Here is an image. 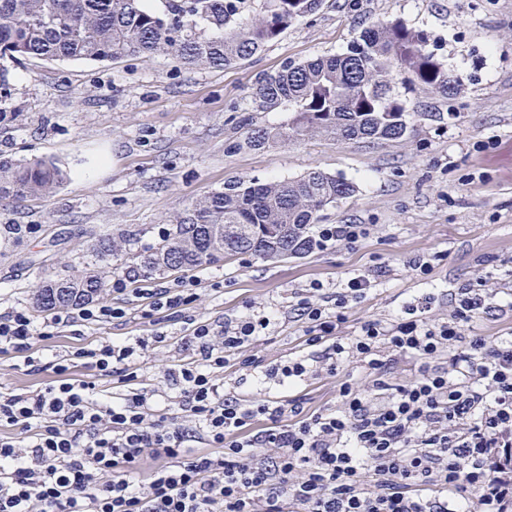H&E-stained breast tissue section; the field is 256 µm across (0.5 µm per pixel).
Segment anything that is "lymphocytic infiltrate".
Wrapping results in <instances>:
<instances>
[{
	"label": "lymphocytic infiltrate",
	"mask_w": 512,
	"mask_h": 512,
	"mask_svg": "<svg viewBox=\"0 0 512 512\" xmlns=\"http://www.w3.org/2000/svg\"><path fill=\"white\" fill-rule=\"evenodd\" d=\"M202 277L137 288L140 319L182 314L190 357L166 378L180 415L155 416L134 388L150 339H103L52 365L53 384L0 395V512H512V336H463L493 308L486 280L461 283L448 316L364 321L337 335L351 303L374 290L356 275L297 294L309 354L273 365L252 350L269 315L227 322L190 315ZM129 308L108 301L53 310L36 323L23 308L0 315V352L37 366L40 338L98 322H123ZM130 385L118 399L97 396L71 377L73 360ZM415 365L403 380L399 360ZM358 364L361 375L347 373ZM274 381L280 396L247 399L224 392L227 365ZM335 377L336 403L306 410L292 389ZM261 429H252V421ZM206 437L213 450L188 444Z\"/></svg>",
	"instance_id": "obj_1"
}]
</instances>
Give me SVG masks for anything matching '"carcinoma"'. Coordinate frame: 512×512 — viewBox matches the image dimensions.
I'll return each instance as SVG.
<instances>
[{
  "label": "carcinoma",
  "mask_w": 512,
  "mask_h": 512,
  "mask_svg": "<svg viewBox=\"0 0 512 512\" xmlns=\"http://www.w3.org/2000/svg\"><path fill=\"white\" fill-rule=\"evenodd\" d=\"M322 0H265L249 26L237 22L241 0H0V88L9 68L26 59L46 62L148 60L158 54L188 67H230L277 39L288 25L319 9ZM427 86L451 97L460 77L430 49V36L400 20L366 27L350 50L287 64L259 75L253 99L286 103L293 116L284 131L253 130L247 143L262 147L308 134L341 139L396 140L410 132L397 86ZM64 179L54 163L0 164V196L24 199L52 193ZM351 183L321 170L290 180L224 185L176 215L173 228L144 260L148 270L182 271L252 254L283 261L313 250L310 225L321 211L353 195ZM105 288L88 270L44 279L34 303L44 312L93 302Z\"/></svg>",
  "instance_id": "cac0c4a2"
}]
</instances>
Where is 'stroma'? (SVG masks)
Returning <instances> with one entry per match:
<instances>
[{"label":"stroma","mask_w":512,"mask_h":512,"mask_svg":"<svg viewBox=\"0 0 512 512\" xmlns=\"http://www.w3.org/2000/svg\"><path fill=\"white\" fill-rule=\"evenodd\" d=\"M427 31L439 59L463 89L445 99L419 86L403 91L411 131L398 140H332L309 135L259 149L244 147L249 129L287 128V104L259 107L257 75L289 63L340 55L377 20ZM0 162L53 161L66 179L50 195L0 199V314L31 308L43 275L67 278L88 268L104 281L173 282L174 272L141 264L174 215L238 180L293 179L312 169L352 182L355 193L320 213L322 224H367L352 246H331L278 263L249 254L207 263L210 286L192 309L211 320L254 311L276 316L255 353L277 363L304 352V323L294 292L318 281L383 269L377 290L352 304L341 334L372 318L391 319L406 303L429 298V317L448 315L459 284L485 278L512 286V0H323L251 58L228 68H188L160 54L148 61H25L11 68L0 101ZM113 249L97 258L101 239ZM426 254L423 275L409 262ZM165 342L143 353L142 387L163 411L172 394L164 371L181 355L185 326L163 321ZM140 319L89 324L37 341L42 368L0 354V394L44 388L49 364L73 348L106 338L141 336Z\"/></svg>","instance_id":"stroma-1"}]
</instances>
